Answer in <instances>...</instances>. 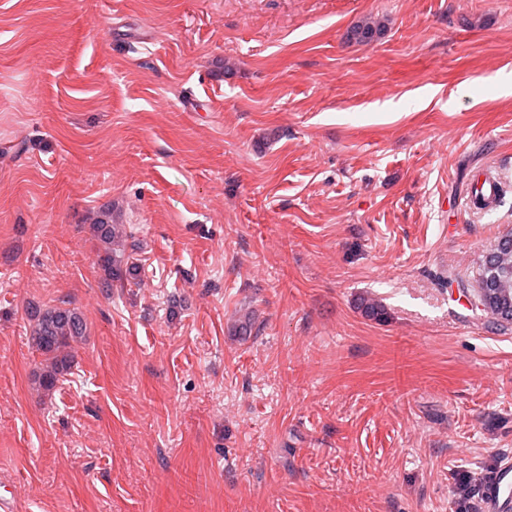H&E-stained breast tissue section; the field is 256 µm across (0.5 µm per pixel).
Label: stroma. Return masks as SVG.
Here are the masks:
<instances>
[{"mask_svg": "<svg viewBox=\"0 0 512 512\" xmlns=\"http://www.w3.org/2000/svg\"><path fill=\"white\" fill-rule=\"evenodd\" d=\"M364 21L384 34L350 40ZM505 74L512 0H0L16 512H455L484 488L512 457V324L457 283L512 231ZM483 164L500 204L462 212ZM103 218L127 231L108 270ZM34 305L87 324L49 396ZM92 232L94 237L99 243L100 261L105 268L112 267V238L113 235L117 236L119 230L114 228L113 224L108 221H100L98 224H93Z\"/></svg>", "mask_w": 512, "mask_h": 512, "instance_id": "1", "label": "stroma"}]
</instances>
